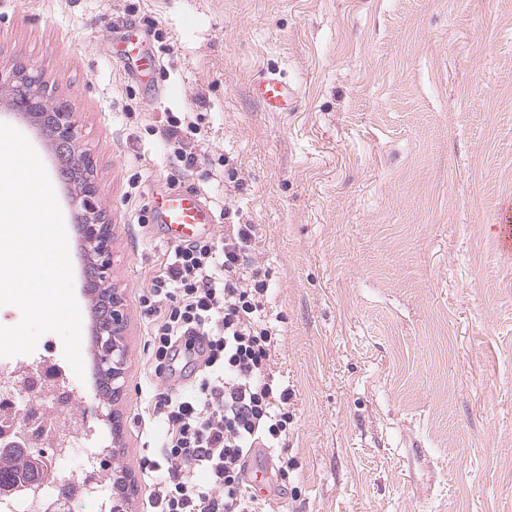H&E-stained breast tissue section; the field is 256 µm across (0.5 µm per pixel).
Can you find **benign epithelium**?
Segmentation results:
<instances>
[{"label": "benign epithelium", "instance_id": "benign-epithelium-1", "mask_svg": "<svg viewBox=\"0 0 512 512\" xmlns=\"http://www.w3.org/2000/svg\"><path fill=\"white\" fill-rule=\"evenodd\" d=\"M0 94L9 100L15 111L32 118L45 132L71 183L72 202L80 211L82 236L89 255V291L103 312L96 326L100 370L115 401L122 396L125 387L127 312L122 296L108 286L112 267V229L95 203L98 187L92 160L78 145L76 119L68 103L48 100L40 75L16 70L0 84Z\"/></svg>", "mask_w": 512, "mask_h": 512}]
</instances>
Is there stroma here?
Returning a JSON list of instances; mask_svg holds the SVG:
<instances>
[{
    "mask_svg": "<svg viewBox=\"0 0 512 512\" xmlns=\"http://www.w3.org/2000/svg\"><path fill=\"white\" fill-rule=\"evenodd\" d=\"M156 71L126 73L124 27ZM67 101L112 224L110 283L128 310L113 437L96 380L93 451L141 474L150 317L137 302L170 247L159 192L197 191L252 224L291 392L274 512H512V0H0V68ZM277 75L291 112L254 92ZM196 159L169 153L168 117ZM427 449L430 465L408 451Z\"/></svg>",
    "mask_w": 512,
    "mask_h": 512,
    "instance_id": "1",
    "label": "stroma"
}]
</instances>
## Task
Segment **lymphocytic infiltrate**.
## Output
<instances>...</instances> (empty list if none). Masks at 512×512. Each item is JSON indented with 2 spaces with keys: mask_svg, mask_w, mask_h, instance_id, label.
<instances>
[{
  "mask_svg": "<svg viewBox=\"0 0 512 512\" xmlns=\"http://www.w3.org/2000/svg\"><path fill=\"white\" fill-rule=\"evenodd\" d=\"M254 227L172 245L163 270L140 290L152 318L149 408L165 434L144 459L152 512H270L244 481L256 448L282 455L290 394L271 373L278 336L268 284L248 262ZM196 356L192 380L172 384L179 354Z\"/></svg>",
  "mask_w": 512,
  "mask_h": 512,
  "instance_id": "f902f5d3",
  "label": "lymphocytic infiltrate"
}]
</instances>
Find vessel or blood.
I'll return each instance as SVG.
<instances>
[{
    "label": "vessel or blood",
    "mask_w": 512,
    "mask_h": 512,
    "mask_svg": "<svg viewBox=\"0 0 512 512\" xmlns=\"http://www.w3.org/2000/svg\"><path fill=\"white\" fill-rule=\"evenodd\" d=\"M128 71H146L156 65L153 53L133 48L120 59ZM260 96L272 112L287 111L293 99V89L284 80L268 76L259 84ZM153 219L166 226L171 239L190 241L201 226L214 223L215 215L201 194L161 193L154 200Z\"/></svg>",
    "instance_id": "vessel-or-blood-1"
}]
</instances>
